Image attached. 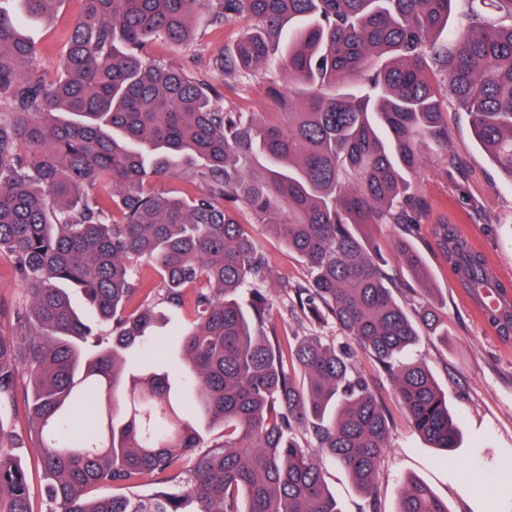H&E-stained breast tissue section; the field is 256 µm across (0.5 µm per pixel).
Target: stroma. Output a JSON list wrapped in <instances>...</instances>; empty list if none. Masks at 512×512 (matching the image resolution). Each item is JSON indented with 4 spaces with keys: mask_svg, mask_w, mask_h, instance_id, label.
I'll list each match as a JSON object with an SVG mask.
<instances>
[{
    "mask_svg": "<svg viewBox=\"0 0 512 512\" xmlns=\"http://www.w3.org/2000/svg\"><path fill=\"white\" fill-rule=\"evenodd\" d=\"M77 12L76 0H62L52 23L24 20L23 29L37 48L35 67L39 72L60 73L65 37ZM194 27L193 40L183 46L154 39L147 48L148 58L190 70L213 83L224 110L256 112L281 122L279 101L269 91L273 80L284 88L289 85L288 72L279 61L270 62L265 72L240 80L222 79L212 68L214 55L236 43L247 30V21H232L216 29L208 11L202 10L195 16ZM443 107L448 147L422 150L417 188L429 202L430 214L409 235L425 262L426 285H419L393 254V243L401 234L398 226L372 224L363 227L362 233L387 259V270L396 282V300L412 312L431 305L448 332L444 340L422 337L406 357L433 371L448 398L449 410L461 422L462 441L450 452L433 447L415 431L395 401L387 375L368 355H359L358 369L391 414L389 447L381 461L376 491L378 508L396 512L400 483L413 476L447 502L449 512H512V338H503L483 323L431 235L434 220L449 217L500 276L512 279V181L497 170L475 140L469 116L455 111L451 102H444ZM452 158L462 168L453 179L447 173ZM237 219L268 259L271 276L265 288L272 297V323L278 336L316 332L327 341L344 344L346 338L335 322L295 317L291 288L308 277L301 259L288 252L268 229L255 224L246 210H239ZM324 476L340 512H367L368 500L343 468L325 462Z\"/></svg>",
    "mask_w": 512,
    "mask_h": 512,
    "instance_id": "1",
    "label": "stroma"
}]
</instances>
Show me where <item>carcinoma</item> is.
Segmentation results:
<instances>
[{
	"label": "carcinoma",
	"instance_id": "obj_1",
	"mask_svg": "<svg viewBox=\"0 0 512 512\" xmlns=\"http://www.w3.org/2000/svg\"><path fill=\"white\" fill-rule=\"evenodd\" d=\"M0 0V254L21 296L0 332V413L27 381V428L0 418V512H32L16 449L37 445L49 512H338L331 459L375 493L390 418L354 350L312 333L283 351L261 288L268 264L233 212L249 210L307 265L301 313L332 319L388 374L396 402L437 448L461 428L431 370L403 358L436 330L392 294L383 259L352 230L422 223L415 177L422 148H448L441 94L471 119L491 162L512 180V0L499 19L448 28L455 0H80L54 77ZM48 21L59 0H17ZM216 26L250 27L212 67L236 79L280 55L291 84L330 89L294 101L271 91L288 127L226 112L191 72L146 58L150 39L190 41L199 8ZM176 177L192 194L158 189ZM111 186L109 201L96 190ZM434 235L474 298L492 284L483 255L450 222ZM401 262L427 281L402 237ZM145 262L160 280L137 275ZM489 317L512 335V295ZM83 294L102 335L73 306ZM193 290L180 351L158 345V307L180 311ZM156 293L129 309L142 291ZM91 406L96 421L81 409ZM223 440L205 444L202 427ZM313 449L297 440L301 432ZM192 458L188 478L179 461ZM162 475L145 498H91L100 482ZM397 512H448L418 479Z\"/></svg>",
	"mask_w": 512,
	"mask_h": 512
}]
</instances>
